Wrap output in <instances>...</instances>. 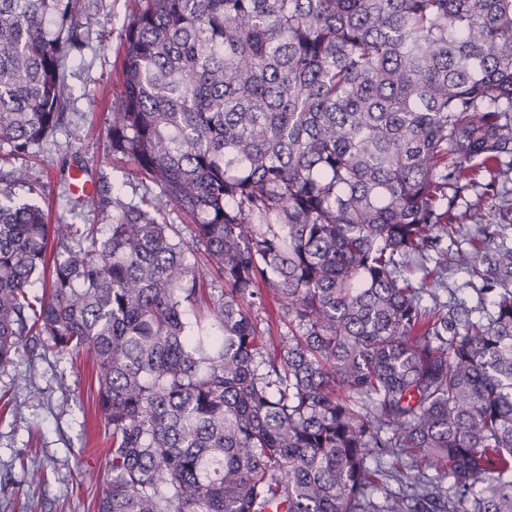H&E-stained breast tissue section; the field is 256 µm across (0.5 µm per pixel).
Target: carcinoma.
Returning a JSON list of instances; mask_svg holds the SVG:
<instances>
[{
    "label": "carcinoma",
    "instance_id": "1",
    "mask_svg": "<svg viewBox=\"0 0 512 512\" xmlns=\"http://www.w3.org/2000/svg\"><path fill=\"white\" fill-rule=\"evenodd\" d=\"M139 2L111 146L154 203L102 186L100 237L0 167V370L91 352L97 512H512V250L485 321L410 277L512 154V0ZM85 10L0 0L7 156L64 125Z\"/></svg>",
    "mask_w": 512,
    "mask_h": 512
}]
</instances>
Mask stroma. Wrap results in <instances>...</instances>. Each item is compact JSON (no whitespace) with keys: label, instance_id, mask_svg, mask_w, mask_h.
<instances>
[{"label":"stroma","instance_id":"obj_1","mask_svg":"<svg viewBox=\"0 0 512 512\" xmlns=\"http://www.w3.org/2000/svg\"><path fill=\"white\" fill-rule=\"evenodd\" d=\"M134 0H87L83 19L85 44L70 64L66 84L68 122L62 130L15 159L27 182L17 197L49 206L53 222L106 226L95 201L72 207L73 169L92 185L123 180L126 201L152 198L151 185L134 167L114 168L110 148L112 104L120 92L116 49L124 39ZM512 192L507 175L483 173L478 187L465 193L460 207L476 202L477 217L449 239L452 252H471L470 239L492 233L497 247L512 250V215L503 216L499 201ZM480 278L469 268L451 267L438 288L445 306L477 303ZM90 354L46 353L30 359L20 353L0 371V398L13 409L0 411V512H96L106 469L107 443L95 419L96 381Z\"/></svg>","mask_w":512,"mask_h":512}]
</instances>
